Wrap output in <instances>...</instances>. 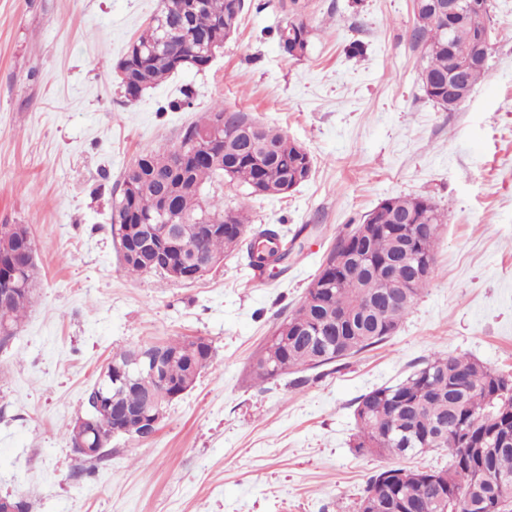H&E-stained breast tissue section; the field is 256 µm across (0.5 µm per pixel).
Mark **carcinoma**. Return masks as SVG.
I'll list each match as a JSON object with an SVG mask.
<instances>
[{"label": "carcinoma", "mask_w": 512, "mask_h": 512, "mask_svg": "<svg viewBox=\"0 0 512 512\" xmlns=\"http://www.w3.org/2000/svg\"><path fill=\"white\" fill-rule=\"evenodd\" d=\"M179 0H161V8L128 46L130 79L123 85L129 100L176 72L165 50L141 59L136 50L158 45L161 22L175 12ZM244 0H203L190 15L187 28L199 38H228L237 28ZM491 5L469 10L450 27L422 7L413 30L416 43L424 47L420 70L421 87L442 111L453 112L448 102V83L457 80L448 66L452 53L469 48L473 40L491 26ZM280 45L308 49L310 29L303 16L292 13L277 28ZM489 67H468L458 80L462 91L487 78ZM224 115L221 139L207 141L217 114ZM253 119L243 112L215 106L200 123L186 128L178 143L164 145L137 158L138 171L125 173L124 188L112 213L124 220L111 224L119 245L140 242V220L157 213V194L167 189L177 214L183 242L220 259L237 252L253 276L265 274L266 264L244 243L240 227L247 216L224 208L222 200H203L204 185L228 180L255 195H281L296 173L302 181L311 175L312 158L301 145L282 132L265 125L252 132ZM420 220L419 236L411 241L398 223L401 216ZM222 222L224 229L208 235L198 232L197 220ZM370 234L358 236L359 228L342 234L330 254L351 250L345 264H321L302 304L274 325L271 336L255 356L256 379L264 382L279 376L276 368L311 370L331 365L375 347L392 336L428 278L416 276L420 264L434 266L436 232L448 223L424 196H394L385 199L371 216ZM163 258L153 272L167 275L165 266L182 261L176 251L161 249L154 242L145 253ZM36 267L27 266L22 254L15 265L0 266V279L15 281L13 295L0 299V324L17 329L36 280ZM394 274L412 282L408 298L386 306L393 291ZM172 353L165 367L166 382L142 381L129 386L112 385V411L143 405L146 393L166 405L172 392L190 388L210 361L211 354L197 340H180L166 346ZM358 428L354 449L384 458H401L438 448L449 450L448 467L406 469L388 466L368 481L357 512H401V503L419 505L425 512H512V377L499 373L466 356L435 354L403 381L376 387L361 395L354 411Z\"/></svg>", "instance_id": "cac0c4a2"}]
</instances>
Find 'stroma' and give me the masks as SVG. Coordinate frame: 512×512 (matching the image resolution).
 I'll list each match as a JSON object with an SVG mask.
<instances>
[{
  "instance_id": "obj_1",
  "label": "stroma",
  "mask_w": 512,
  "mask_h": 512,
  "mask_svg": "<svg viewBox=\"0 0 512 512\" xmlns=\"http://www.w3.org/2000/svg\"><path fill=\"white\" fill-rule=\"evenodd\" d=\"M160 0H0V225L28 226L37 288L0 347V496L27 512H355L388 461L352 448L354 410L430 355L512 375V0H492L489 74L456 111L420 88L413 0H300V58L281 49L283 0H246L202 70L128 100L115 68ZM308 149L285 195L206 187L274 224L286 268L252 277L227 257L194 282L127 276L111 233L122 174L216 104ZM425 196L448 214L429 282L399 330L338 363L257 384L253 356L302 301L345 233L382 200ZM202 336L210 366L146 441L100 458L72 425L114 351Z\"/></svg>"
}]
</instances>
